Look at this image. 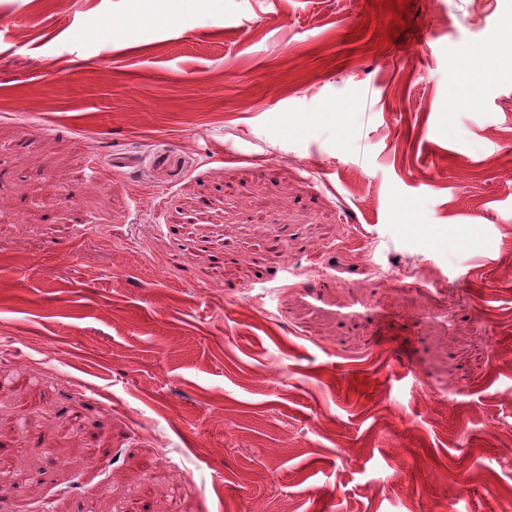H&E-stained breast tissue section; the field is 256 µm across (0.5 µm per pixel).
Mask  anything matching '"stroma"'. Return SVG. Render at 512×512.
Returning <instances> with one entry per match:
<instances>
[{
    "instance_id": "1",
    "label": "stroma",
    "mask_w": 512,
    "mask_h": 512,
    "mask_svg": "<svg viewBox=\"0 0 512 512\" xmlns=\"http://www.w3.org/2000/svg\"><path fill=\"white\" fill-rule=\"evenodd\" d=\"M56 10L0 0V512L512 499V71L448 109L512 0H410L396 38L383 0ZM287 273L298 284L318 281L333 275V268L327 265L304 266L301 263H286Z\"/></svg>"
}]
</instances>
